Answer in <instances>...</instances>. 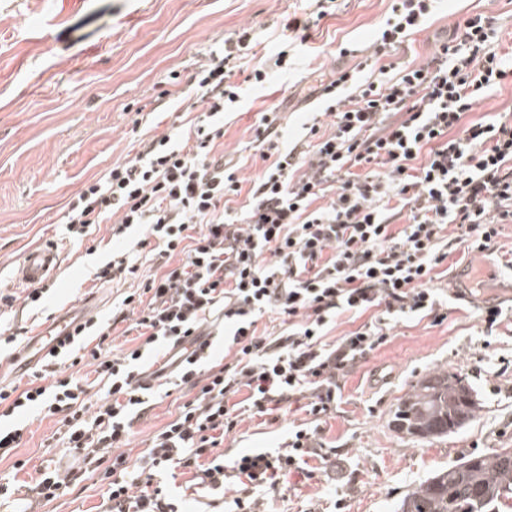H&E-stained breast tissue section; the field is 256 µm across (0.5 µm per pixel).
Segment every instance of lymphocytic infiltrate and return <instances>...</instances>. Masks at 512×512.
<instances>
[{
    "label": "lymphocytic infiltrate",
    "mask_w": 512,
    "mask_h": 512,
    "mask_svg": "<svg viewBox=\"0 0 512 512\" xmlns=\"http://www.w3.org/2000/svg\"><path fill=\"white\" fill-rule=\"evenodd\" d=\"M440 0H392L375 57L422 31ZM496 16L457 23L425 62L339 72L321 86L329 132L312 123L305 140L283 145L280 110L259 116L261 171L243 189L214 149L240 87L233 60L253 54L249 32L211 52L194 76L206 110L188 133L140 142L135 155L88 181L67 204V233L83 242L96 224L115 237L144 231L159 272L141 275L136 249L112 253L96 281L140 280L111 321L84 323L26 387H0V458L23 437L19 414L55 419L75 460L40 469L35 489L50 503L85 475L101 487L99 512H179L166 480L190 475L198 488H237L234 512H256L260 493L303 472L310 456L329 460L317 430L297 428L277 450L225 456L224 435L242 415L307 399L321 419L339 380L384 344L400 319L447 314L434 288L458 248L494 247L512 223V113L467 121L473 106L512 78V52L497 51ZM245 195L240 209L228 197ZM281 320L259 332L265 315ZM357 320L336 340L342 315ZM130 322L135 344L108 350L112 326ZM232 361L220 363L210 335ZM88 362L103 393L92 402L66 364ZM183 396L174 419L137 456L124 453L134 426L157 398L152 366Z\"/></svg>",
    "instance_id": "f902f5d3"
}]
</instances>
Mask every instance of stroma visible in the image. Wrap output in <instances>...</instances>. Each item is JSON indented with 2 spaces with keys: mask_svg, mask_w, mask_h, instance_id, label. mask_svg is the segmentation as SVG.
Listing matches in <instances>:
<instances>
[{
  "mask_svg": "<svg viewBox=\"0 0 512 512\" xmlns=\"http://www.w3.org/2000/svg\"><path fill=\"white\" fill-rule=\"evenodd\" d=\"M390 0H337L332 15L308 31L307 42L287 43L286 16L307 18L306 0H0V326L26 340L53 315L91 302L107 319L130 282L91 283L96 265L108 260L119 241L99 224L88 240H69L66 203L95 175L124 161L137 139L167 131L180 115L193 77L225 37L250 29L259 54L287 50L288 67L261 85L235 80L242 88L237 111L224 118L225 158L240 165V177L262 167L255 144L259 112L276 105L284 115V139L293 142L314 107V88L337 71L357 65L341 56L346 44L368 47L385 20ZM500 16L502 41L512 47V0H443L427 29L412 36L392 60H422L438 37L469 13ZM54 243L60 267L54 291L40 309L24 307L30 287L16 271L32 249ZM437 280L448 295V317L401 319L386 343L341 380L335 411L319 422L323 442L343 459L347 478L327 486L323 462L311 458L313 477L292 474L285 486L261 494V512H392L396 502L435 469L473 452L512 448V318L486 328L485 307L512 306V270L500 252H456ZM465 375L480 408L473 423L434 441L398 435L390 424L399 397L427 374ZM179 405L158 400L135 426L132 451L146 448L172 420ZM302 412L250 416L224 438L225 450L274 448L289 429L310 424ZM51 419L29 418L16 458L0 460V475L17 489L34 487L46 460L64 448ZM101 490L93 478L45 505L44 512H97Z\"/></svg>",
  "mask_w": 512,
  "mask_h": 512,
  "instance_id": "obj_1",
  "label": "stroma"
}]
</instances>
